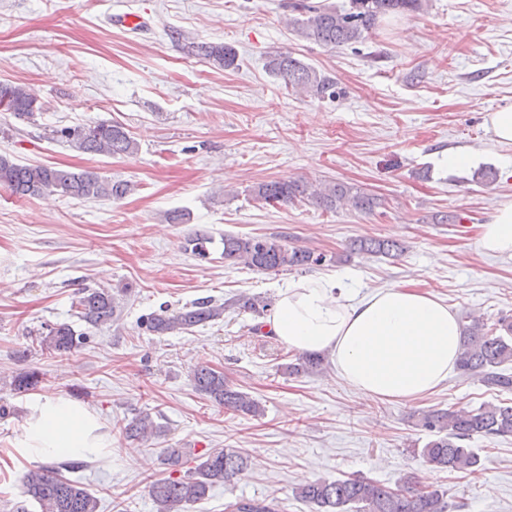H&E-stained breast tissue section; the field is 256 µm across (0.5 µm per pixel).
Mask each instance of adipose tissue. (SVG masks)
<instances>
[{"label":"adipose tissue","instance_id":"obj_1","mask_svg":"<svg viewBox=\"0 0 512 512\" xmlns=\"http://www.w3.org/2000/svg\"><path fill=\"white\" fill-rule=\"evenodd\" d=\"M479 246L512 257V202L483 225ZM262 325L288 349L330 353L359 395L387 401L435 391L452 376L461 348L457 314L444 299L403 286L359 297L329 277L289 281ZM16 452L27 460H94L111 456L112 439L80 403L45 397L30 406Z\"/></svg>","mask_w":512,"mask_h":512}]
</instances>
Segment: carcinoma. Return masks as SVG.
I'll return each mask as SVG.
<instances>
[{
    "instance_id": "obj_1",
    "label": "carcinoma",
    "mask_w": 512,
    "mask_h": 512,
    "mask_svg": "<svg viewBox=\"0 0 512 512\" xmlns=\"http://www.w3.org/2000/svg\"><path fill=\"white\" fill-rule=\"evenodd\" d=\"M429 0H349L348 6H309L306 17L289 20L302 38L330 48L362 42L366 34L389 14L421 13ZM190 51L212 64L231 69L237 66V51L224 43H202L189 46ZM268 68L285 88L295 94L323 97L334 81L314 67L278 51L270 56ZM0 112L31 118L42 111L37 95L23 84H0ZM49 137L66 142L85 154L106 156L134 154L139 143L122 124L99 120L76 126L49 130ZM0 187L19 197H40L58 193L74 199H121L131 187L124 181H112L93 171L73 172L46 164H18L0 155ZM249 196L258 205H288L306 201L318 208L333 211L349 205L362 213H371L381 205L378 198L344 182L329 181L313 185L302 179H273L251 187ZM211 237L194 233L185 239L184 249L204 258L209 254ZM349 252L366 255L400 257L405 246L388 238H361L350 243ZM224 262L243 265L259 272L299 269L320 265L325 261H341V256L326 258L307 248L290 246L277 237L263 235L224 234ZM237 306L253 313L260 312V301L237 298L225 303L203 300L175 314H150L141 326L153 334L166 335L188 331L224 317L227 307ZM78 318L89 327L112 322L117 316L115 294L106 288H83L75 302ZM461 353L457 369L476 378L489 390L512 391V373L505 365L512 363V318L502 317L494 327L470 314L460 319ZM82 339L69 323L44 327L39 333L40 347L50 354L65 355ZM320 355H303L299 362L287 366L297 374L321 366ZM196 390L224 409L252 417L264 415L262 403L249 394L235 390L224 382V374L208 366L193 371ZM422 427L433 433L422 449L424 461L439 470H464L478 465L477 457L464 442L475 437H511L512 405L486 403L475 409H431L421 418ZM163 433V426L149 415L137 416L123 426L129 440H144ZM170 472H178L187 463L182 448L165 451ZM248 467V457L240 448H212L197 457V464L179 477L172 475L154 480L149 495L155 512H188L190 507L207 499L220 485L239 479ZM25 496L38 504L40 512H98V498L78 480L60 474L53 466L29 472L23 482ZM294 497L311 508V512H457L465 504L453 501L447 493L420 485L409 477L393 489L365 477L306 479L293 488ZM232 512H281L274 498H239L231 504Z\"/></svg>"
}]
</instances>
